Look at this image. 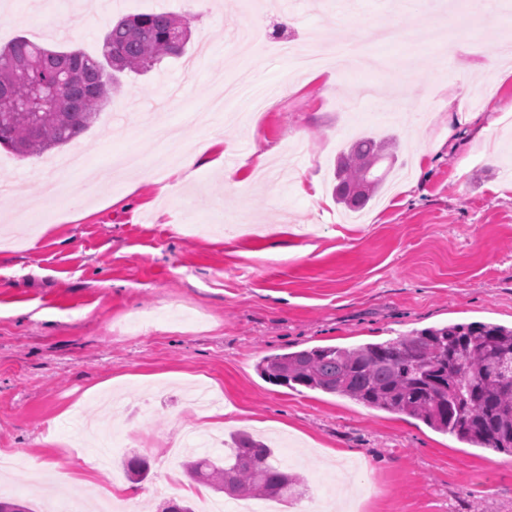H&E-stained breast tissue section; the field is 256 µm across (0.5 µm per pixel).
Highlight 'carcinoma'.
<instances>
[{
	"instance_id": "obj_1",
	"label": "carcinoma",
	"mask_w": 512,
	"mask_h": 512,
	"mask_svg": "<svg viewBox=\"0 0 512 512\" xmlns=\"http://www.w3.org/2000/svg\"><path fill=\"white\" fill-rule=\"evenodd\" d=\"M187 19L167 12L128 15L112 24L102 58L80 49H50L19 36L0 47V148L20 158L69 144L109 102L119 75L145 72L185 42ZM56 94L40 112L12 107L37 94ZM391 137L354 140L337 160L336 202L356 212L376 195L389 169L367 172L393 150ZM265 380L349 398L420 419L471 447L512 456V327L483 322L414 329L357 347L317 346L262 357ZM224 460L205 455L182 463L195 481L230 497L289 501L303 479L288 473L263 440L231 436Z\"/></svg>"
}]
</instances>
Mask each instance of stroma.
Here are the masks:
<instances>
[{
  "instance_id": "obj_1",
  "label": "stroma",
  "mask_w": 512,
  "mask_h": 512,
  "mask_svg": "<svg viewBox=\"0 0 512 512\" xmlns=\"http://www.w3.org/2000/svg\"><path fill=\"white\" fill-rule=\"evenodd\" d=\"M266 32L286 24L302 48L335 40L333 15L363 33L360 77L299 74L267 45H239L242 0H0V46L19 36L99 55L114 19L140 13L189 16L183 55L145 74L121 75L111 101L71 143L18 159L0 149V177L27 180L0 196V450L24 462L5 480L38 512L40 474L96 483L156 512L167 443L190 426L262 432L309 488L347 512H512V456L468 447L405 414L264 380L265 355L315 346L355 347L429 326L474 321L512 326V76L473 70L512 33V17L473 21L467 7L414 15L421 32L440 22L455 44L445 55L421 39L383 51L377 23L398 21L394 0H254ZM225 80L252 75L271 97L266 111L212 109ZM379 82L405 102L390 118L381 102H356L355 80ZM501 123L484 135H448L449 105ZM183 133V149L221 141L223 168L204 167L178 192L155 172L167 151L156 124ZM391 136L402 174L356 224L333 188L337 155L361 136ZM302 154L298 176L318 199L271 192L251 175L255 152ZM126 150L154 174L88 191L55 160L81 153L101 167ZM236 172L224 182L223 169ZM60 193L34 233L30 198L46 181ZM121 205H112V198ZM128 397L106 418L129 436L110 465L70 456L75 413L99 399ZM139 455L150 472L127 478Z\"/></svg>"
}]
</instances>
